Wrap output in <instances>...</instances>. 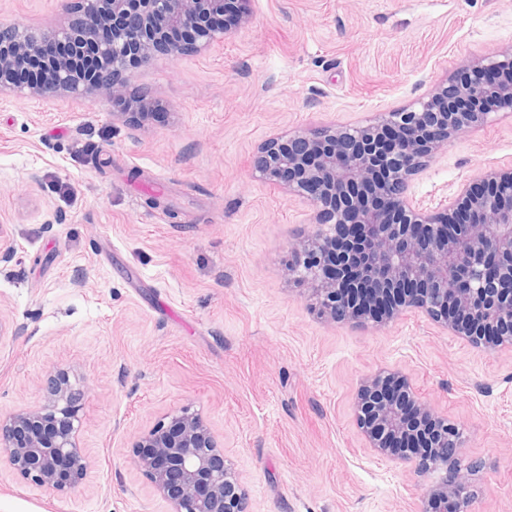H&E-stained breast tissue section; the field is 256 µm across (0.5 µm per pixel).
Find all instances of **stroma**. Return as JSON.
<instances>
[{"instance_id": "obj_1", "label": "stroma", "mask_w": 512, "mask_h": 512, "mask_svg": "<svg viewBox=\"0 0 512 512\" xmlns=\"http://www.w3.org/2000/svg\"><path fill=\"white\" fill-rule=\"evenodd\" d=\"M207 51L129 74L161 107L144 126L89 95L0 94V414L39 404L54 368L85 379L83 483L47 494L0 473V512H170L131 463L141 432L200 412L248 512H417L433 484L366 448L360 381L401 370L458 424L470 512H512V353L417 312L367 330L323 322L290 281L313 208L254 168L270 138L413 105L462 60L512 47V0H248ZM60 0H0V26L45 27ZM512 166V113L415 175L455 199Z\"/></svg>"}]
</instances>
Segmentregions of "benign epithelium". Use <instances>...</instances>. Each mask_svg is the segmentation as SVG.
<instances>
[{"instance_id":"7a95c632","label":"benign epithelium","mask_w":512,"mask_h":512,"mask_svg":"<svg viewBox=\"0 0 512 512\" xmlns=\"http://www.w3.org/2000/svg\"><path fill=\"white\" fill-rule=\"evenodd\" d=\"M248 0H78L76 15L35 29L0 28V94L79 99L95 94L143 122L158 104L126 94L125 74L206 50L229 32L215 19L247 20ZM46 70L51 85L14 79L15 62ZM512 112V48L463 61L417 105L362 126H327L274 138L254 164L272 185L314 207L311 230L290 247L304 297L329 322L385 325L415 310L450 336L512 350V167L490 169L434 209L407 195L409 180L460 133ZM83 386L57 368L42 403L0 415V464L38 489L62 492L86 478L78 440ZM366 447L436 475L419 512H469L476 465L459 427L437 415L395 368L368 375L354 405ZM132 462L171 512H247L239 474L203 416L182 408L143 431Z\"/></svg>"}]
</instances>
